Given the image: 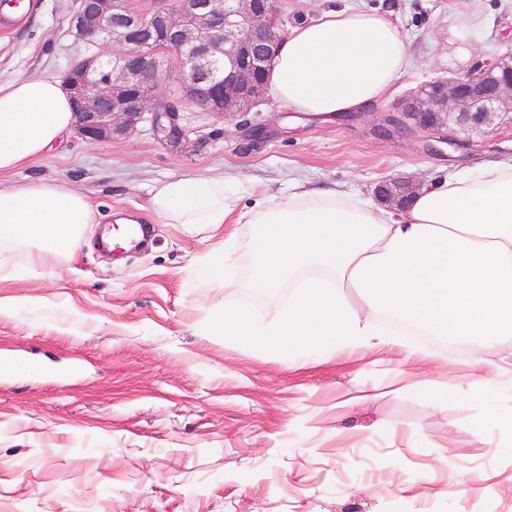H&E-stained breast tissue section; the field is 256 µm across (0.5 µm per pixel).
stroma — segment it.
<instances>
[{"instance_id":"stroma-1","label":"stroma","mask_w":512,"mask_h":512,"mask_svg":"<svg viewBox=\"0 0 512 512\" xmlns=\"http://www.w3.org/2000/svg\"><path fill=\"white\" fill-rule=\"evenodd\" d=\"M79 0H28L0 34V77L64 76L83 44L70 27ZM344 6L390 12L412 64L363 112L324 121L267 99L235 118L198 112L177 146L150 128L88 144L77 131L0 171L69 183L96 209L86 246L55 274L10 261L0 277V512H512V453L476 440L484 410L473 360L512 378V339L487 351L430 338L415 357L344 350L314 360L245 349L209 333L224 291L194 259L213 242L161 223L149 186L226 176L276 192L293 183L349 186L373 197L386 177L426 183L438 168L512 151V129L467 147L384 136L397 103L473 59L512 54V0H277L289 26ZM481 26L467 58L449 30ZM151 232L139 248L98 242L117 213ZM444 381L430 399L422 384Z\"/></svg>"}]
</instances>
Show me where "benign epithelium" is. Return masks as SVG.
<instances>
[{"label": "benign epithelium", "mask_w": 512, "mask_h": 512, "mask_svg": "<svg viewBox=\"0 0 512 512\" xmlns=\"http://www.w3.org/2000/svg\"><path fill=\"white\" fill-rule=\"evenodd\" d=\"M71 27L86 43L73 61L66 86L75 107V128L90 144L125 139L148 123L167 143L190 132L182 104L230 117L267 99L268 63L282 40L274 0H162L143 14L128 0H81ZM164 45L181 73L177 88L160 79ZM387 122L466 144L498 124L512 125V61L476 59L465 74L430 82L407 98ZM418 186L387 178L376 199L402 206Z\"/></svg>", "instance_id": "benign-epithelium-1"}]
</instances>
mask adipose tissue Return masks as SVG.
<instances>
[{"label":"adipose tissue","instance_id":"ef3b65f1","mask_svg":"<svg viewBox=\"0 0 512 512\" xmlns=\"http://www.w3.org/2000/svg\"><path fill=\"white\" fill-rule=\"evenodd\" d=\"M410 41L387 13L331 8L295 27L268 75L280 104L309 116L361 112L411 66ZM74 124L70 98L54 76L0 78V171L43 154ZM149 209L185 234L221 243L198 261L223 288L212 331L244 348H288L324 356L336 349L414 348L387 337L373 315L417 336L493 349L512 337V156L478 169L447 168L407 206L386 210L361 194L300 184L276 195L244 193L223 177L167 179L149 191ZM97 214L69 184L31 179L0 189V259L23 255L51 271L80 249ZM287 289L278 319L262 322L232 300L234 289ZM487 401L475 433L506 434L512 411L500 389L476 384Z\"/></svg>","mask_w":512,"mask_h":512}]
</instances>
